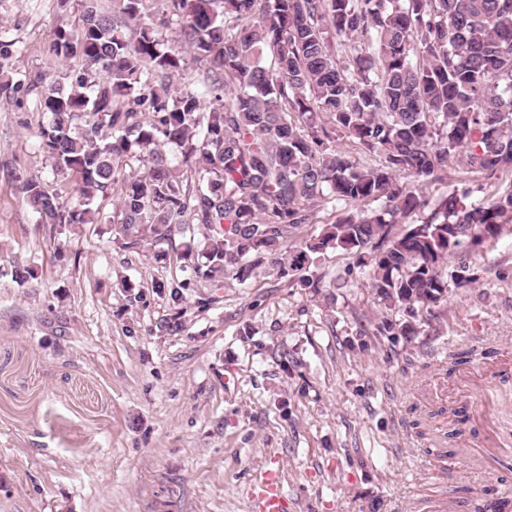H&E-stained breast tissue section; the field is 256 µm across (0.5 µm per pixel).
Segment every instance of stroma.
<instances>
[{
  "instance_id": "stroma-1",
  "label": "stroma",
  "mask_w": 512,
  "mask_h": 512,
  "mask_svg": "<svg viewBox=\"0 0 512 512\" xmlns=\"http://www.w3.org/2000/svg\"><path fill=\"white\" fill-rule=\"evenodd\" d=\"M82 11L83 0H0V70L18 83L0 97V265L35 273L24 284L0 274V512H252L270 459L283 512H414L447 489L457 512L489 503L512 477V377L486 372L493 351L512 352V225L469 253L471 283L413 336H361L378 321L375 296L332 249L317 268L334 286L270 270L197 284L168 334L156 285L189 269L114 246L108 200L94 223L37 224L12 181L15 168L54 181L26 83L81 70L46 48ZM509 185L512 172L490 179L454 160L428 192L468 187L480 203ZM455 352L467 355L457 373L479 385L468 419L445 416V394L428 403L436 418L417 419L412 387L445 374ZM438 427L507 450L461 481L455 459L427 456Z\"/></svg>"
}]
</instances>
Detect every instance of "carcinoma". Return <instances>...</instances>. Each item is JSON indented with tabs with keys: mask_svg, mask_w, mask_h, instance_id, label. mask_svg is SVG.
<instances>
[{
	"mask_svg": "<svg viewBox=\"0 0 512 512\" xmlns=\"http://www.w3.org/2000/svg\"><path fill=\"white\" fill-rule=\"evenodd\" d=\"M142 2L85 0L77 30L49 44L84 67L41 91L55 184L13 172L37 223L88 224L112 196L121 249L167 261L197 227L176 258L212 288L262 269L316 288L317 256L341 249L386 310L373 335H415L441 313L448 281H470L462 243L478 249L512 223V186L475 205L468 188L432 197L402 178L440 182L454 159L489 178L512 171V0H164L176 47L141 23ZM182 45L209 67L205 92L174 97ZM327 209L342 214L283 254ZM190 285H157L170 334Z\"/></svg>",
	"mask_w": 512,
	"mask_h": 512,
	"instance_id": "carcinoma-1",
	"label": "carcinoma"
}]
</instances>
